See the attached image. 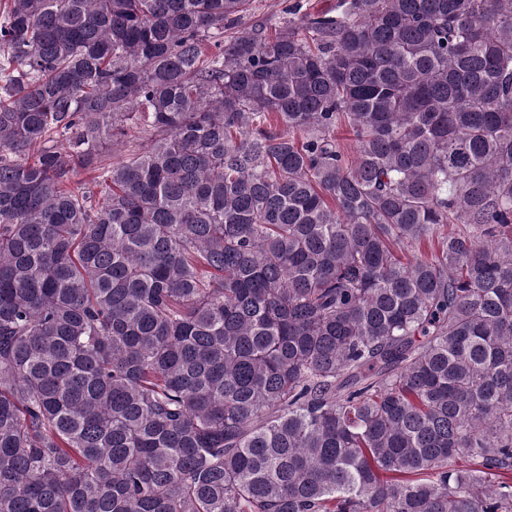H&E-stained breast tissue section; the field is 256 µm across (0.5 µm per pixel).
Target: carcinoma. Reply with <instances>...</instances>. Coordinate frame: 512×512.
<instances>
[{"mask_svg":"<svg viewBox=\"0 0 512 512\" xmlns=\"http://www.w3.org/2000/svg\"><path fill=\"white\" fill-rule=\"evenodd\" d=\"M249 4L0 0V512H512V0ZM240 28L261 25L267 33L274 32L288 19H301L317 14L336 13V0H251Z\"/></svg>","mask_w":512,"mask_h":512,"instance_id":"1","label":"carcinoma"}]
</instances>
